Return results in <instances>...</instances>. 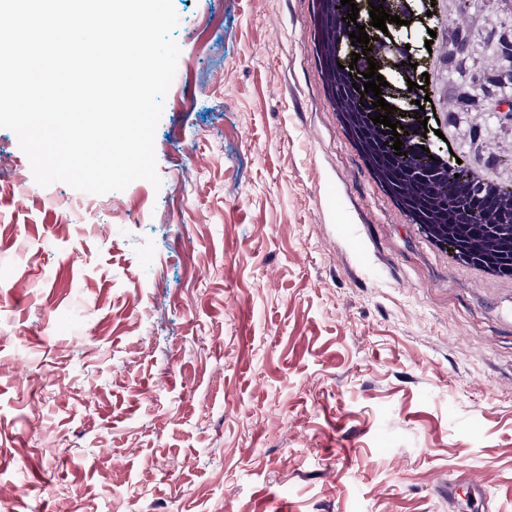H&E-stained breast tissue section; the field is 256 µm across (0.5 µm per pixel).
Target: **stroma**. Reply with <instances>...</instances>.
Wrapping results in <instances>:
<instances>
[{"instance_id": "1", "label": "stroma", "mask_w": 512, "mask_h": 512, "mask_svg": "<svg viewBox=\"0 0 512 512\" xmlns=\"http://www.w3.org/2000/svg\"><path fill=\"white\" fill-rule=\"evenodd\" d=\"M317 0H173L160 186L36 183L0 128L6 512H512V277L382 190L316 51ZM436 128L512 184V0H435ZM474 470L489 502L448 497Z\"/></svg>"}]
</instances>
